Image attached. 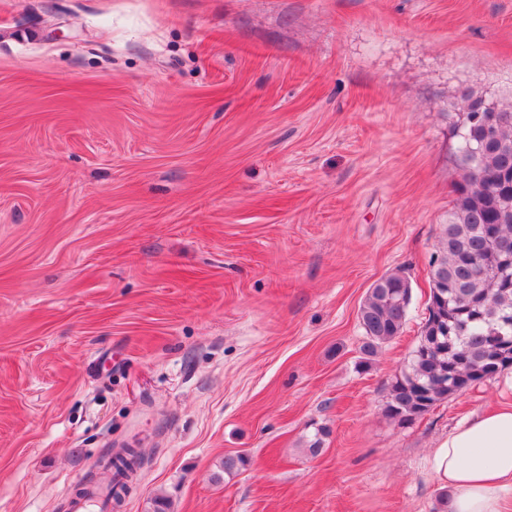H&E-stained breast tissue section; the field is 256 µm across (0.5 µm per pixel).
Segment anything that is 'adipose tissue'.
Here are the masks:
<instances>
[{
    "mask_svg": "<svg viewBox=\"0 0 512 512\" xmlns=\"http://www.w3.org/2000/svg\"><path fill=\"white\" fill-rule=\"evenodd\" d=\"M431 469L448 490V512H512V403L458 423Z\"/></svg>",
    "mask_w": 512,
    "mask_h": 512,
    "instance_id": "adipose-tissue-1",
    "label": "adipose tissue"
}]
</instances>
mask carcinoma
<instances>
[{"label":"carcinoma","mask_w":512,"mask_h":512,"mask_svg":"<svg viewBox=\"0 0 512 512\" xmlns=\"http://www.w3.org/2000/svg\"><path fill=\"white\" fill-rule=\"evenodd\" d=\"M479 102L481 97L468 91L459 100L464 117L455 209L430 264V305L419 344L392 382L383 408L401 424L512 367V264L502 246L512 242V179L502 183L503 172L512 171V103H495L494 145L481 158L486 178L479 180L466 162L479 116L471 106ZM410 300V282L401 273L372 285L360 309L365 353L401 333ZM137 465L133 453L113 459L112 481L120 488L116 500L127 492Z\"/></svg>","instance_id":"obj_1"}]
</instances>
